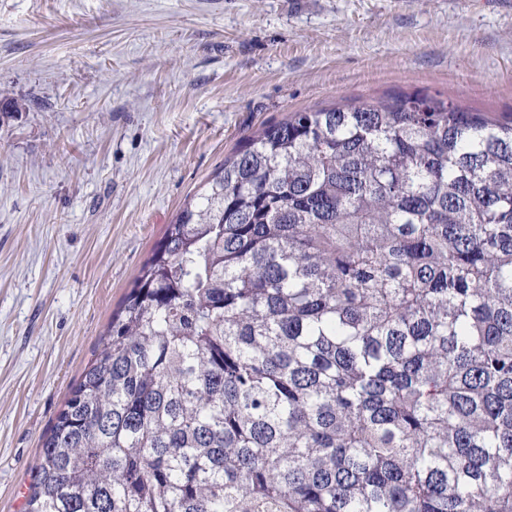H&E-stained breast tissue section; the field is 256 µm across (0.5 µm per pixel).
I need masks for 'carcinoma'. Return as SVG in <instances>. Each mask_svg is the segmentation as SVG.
<instances>
[{
  "label": "carcinoma",
  "instance_id": "1",
  "mask_svg": "<svg viewBox=\"0 0 512 512\" xmlns=\"http://www.w3.org/2000/svg\"><path fill=\"white\" fill-rule=\"evenodd\" d=\"M26 512H512V114L290 112L177 211Z\"/></svg>",
  "mask_w": 512,
  "mask_h": 512
}]
</instances>
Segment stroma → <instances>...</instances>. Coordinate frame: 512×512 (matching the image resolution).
I'll list each match as a JSON object with an SVG mask.
<instances>
[{
	"instance_id": "stroma-1",
	"label": "stroma",
	"mask_w": 512,
	"mask_h": 512,
	"mask_svg": "<svg viewBox=\"0 0 512 512\" xmlns=\"http://www.w3.org/2000/svg\"><path fill=\"white\" fill-rule=\"evenodd\" d=\"M512 113L491 0H0V512L185 197L287 113Z\"/></svg>"
}]
</instances>
